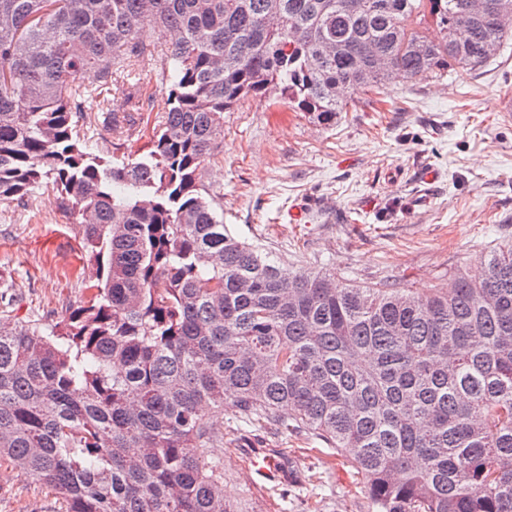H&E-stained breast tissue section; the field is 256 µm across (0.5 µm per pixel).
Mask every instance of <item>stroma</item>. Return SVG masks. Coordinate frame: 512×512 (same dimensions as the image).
<instances>
[{"label": "stroma", "instance_id": "35a3bbf8", "mask_svg": "<svg viewBox=\"0 0 512 512\" xmlns=\"http://www.w3.org/2000/svg\"><path fill=\"white\" fill-rule=\"evenodd\" d=\"M508 92L512 42L460 80L391 76L330 127L275 92L245 100L225 113L224 150L210 170L226 229L296 272L327 269L342 282L422 292L447 284L450 272L512 242V112L499 107ZM67 208L45 187L25 205L0 201L10 319L53 324L88 300ZM211 422L224 433L234 512H370L350 462L312 431L244 423L229 405ZM249 448L272 452L284 480L254 473ZM64 509L53 491L0 463V512Z\"/></svg>", "mask_w": 512, "mask_h": 512}]
</instances>
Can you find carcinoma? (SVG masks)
Instances as JSON below:
<instances>
[{"label":"carcinoma","instance_id":"1","mask_svg":"<svg viewBox=\"0 0 512 512\" xmlns=\"http://www.w3.org/2000/svg\"><path fill=\"white\" fill-rule=\"evenodd\" d=\"M344 2L0 0V201L70 203L91 291L54 325L0 318V460L66 512H234L201 414L226 400L337 448L372 512H512V243L426 294L343 284L229 234L205 181L242 100L331 126L393 71L460 77L512 39V0L461 44L468 0ZM149 56L164 120L120 161L79 120Z\"/></svg>","mask_w":512,"mask_h":512}]
</instances>
